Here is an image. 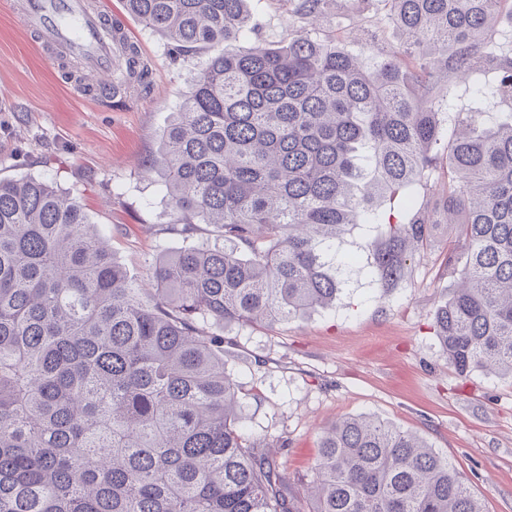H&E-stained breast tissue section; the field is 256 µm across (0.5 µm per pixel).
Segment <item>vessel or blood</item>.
I'll list each match as a JSON object with an SVG mask.
<instances>
[{
  "mask_svg": "<svg viewBox=\"0 0 512 512\" xmlns=\"http://www.w3.org/2000/svg\"><path fill=\"white\" fill-rule=\"evenodd\" d=\"M23 23L35 31L37 45L51 58H70L96 76L92 93L110 98L112 89L103 80L119 61L124 47L123 29L111 17L89 11L85 0H23Z\"/></svg>",
  "mask_w": 512,
  "mask_h": 512,
  "instance_id": "vessel-or-blood-1",
  "label": "vessel or blood"
}]
</instances>
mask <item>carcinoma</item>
<instances>
[{"label": "carcinoma", "mask_w": 512, "mask_h": 512, "mask_svg": "<svg viewBox=\"0 0 512 512\" xmlns=\"http://www.w3.org/2000/svg\"><path fill=\"white\" fill-rule=\"evenodd\" d=\"M384 2L409 69L307 31L268 47L247 0H125L177 52L207 51L144 170L176 214L163 231L210 224L224 246L155 258L145 288L52 179H0V512H300L239 425L214 329L333 306L354 229L386 225L370 273L404 279L431 225L381 202L435 163L440 88L477 63L504 0ZM325 6L299 3L310 23ZM497 69L488 97L512 93V59ZM125 73L148 68L132 53ZM454 122L443 214L467 259L434 328L458 375L512 379V113ZM310 492L311 512H482L448 460L367 415L324 432Z\"/></svg>", "instance_id": "cac0c4a2"}]
</instances>
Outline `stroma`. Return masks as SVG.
<instances>
[{"mask_svg": "<svg viewBox=\"0 0 512 512\" xmlns=\"http://www.w3.org/2000/svg\"><path fill=\"white\" fill-rule=\"evenodd\" d=\"M93 2L124 23L148 67L145 83L129 84L109 103L83 95L71 81V63H48L11 0H0V179L50 176L82 204L115 262L144 282L161 253L224 243L206 224L189 234L164 233L171 208L142 176L203 55L176 56L121 0ZM248 7L259 38L271 45L307 26L286 0H248ZM338 34L363 60L389 56L399 45L382 0H329L317 35ZM497 83L496 69L483 63L466 80L449 78V111L500 121L512 112V96L483 95ZM447 183L442 151L417 191L430 237L408 257L397 287H376L362 269L332 308L270 327H225L240 423L256 446L281 445L276 462L290 496L302 497L312 478L322 430L337 417L367 414L423 438L466 477L484 512H512V379L458 376L433 330L456 278L448 253L457 229L440 218Z\"/></svg>", "mask_w": 512, "mask_h": 512, "instance_id": "stroma-1", "label": "stroma"}]
</instances>
